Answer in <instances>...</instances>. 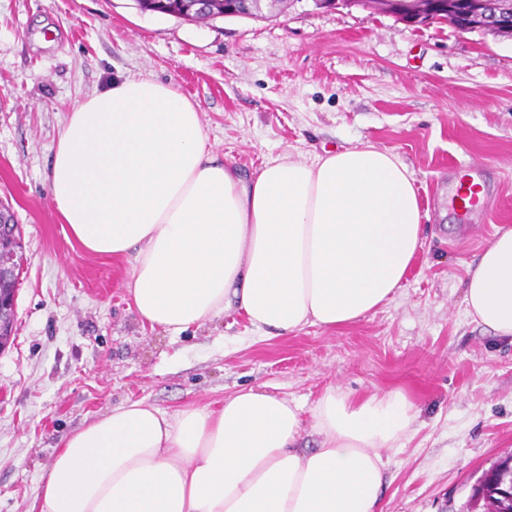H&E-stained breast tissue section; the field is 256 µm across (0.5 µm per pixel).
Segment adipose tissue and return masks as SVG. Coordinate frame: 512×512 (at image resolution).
I'll return each instance as SVG.
<instances>
[{"mask_svg":"<svg viewBox=\"0 0 512 512\" xmlns=\"http://www.w3.org/2000/svg\"><path fill=\"white\" fill-rule=\"evenodd\" d=\"M61 223L86 251L131 256L150 326L180 333L238 305L268 338L333 329L390 303L421 245L408 167L365 145L246 177L208 149L174 86L126 77L63 120L48 172ZM465 312L512 340V228L468 267ZM416 413L398 390L328 387L310 412L260 388L176 414L122 403L62 441L39 512H380L387 462ZM320 435L298 447L304 428Z\"/></svg>","mask_w":512,"mask_h":512,"instance_id":"ef3b65f1","label":"adipose tissue"}]
</instances>
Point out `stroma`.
Wrapping results in <instances>:
<instances>
[{
	"label": "stroma",
	"mask_w": 512,
	"mask_h": 512,
	"mask_svg": "<svg viewBox=\"0 0 512 512\" xmlns=\"http://www.w3.org/2000/svg\"><path fill=\"white\" fill-rule=\"evenodd\" d=\"M142 75L196 104L215 158L244 173L372 144L407 165L428 217L395 299L358 321L263 338L235 308L172 334L142 323L132 259L82 249L47 175L66 114ZM483 161L492 211L462 237L447 179ZM0 203L21 228L14 341L0 351V512H30L61 440L113 405L167 412L259 387L311 408L328 386L401 390L418 412L382 512H468L512 453V344L464 311L469 263L512 228V39L295 0L270 20L196 23L135 0H0Z\"/></svg>",
	"instance_id": "35a3bbf8"
}]
</instances>
